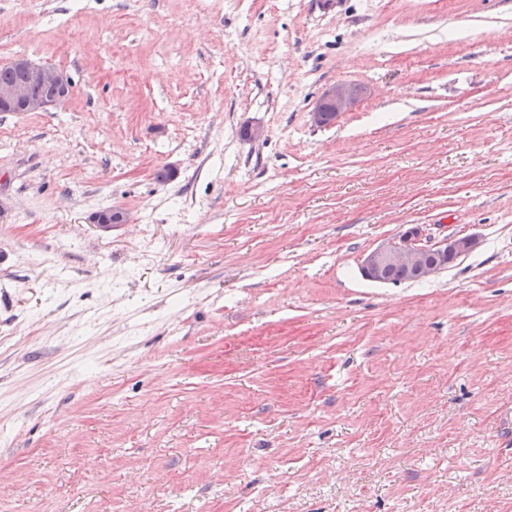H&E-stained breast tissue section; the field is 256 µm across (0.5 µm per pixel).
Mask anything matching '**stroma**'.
I'll use <instances>...</instances> for the list:
<instances>
[{
  "label": "stroma",
  "mask_w": 512,
  "mask_h": 512,
  "mask_svg": "<svg viewBox=\"0 0 512 512\" xmlns=\"http://www.w3.org/2000/svg\"><path fill=\"white\" fill-rule=\"evenodd\" d=\"M19 55L0 512H512V0H0ZM413 225L480 245L365 279ZM11 65L24 71L30 82L42 86L47 93L42 97H31L27 84H13L23 79L20 71L9 66L1 68L0 85H5L0 86L1 112H46L71 97L72 83L62 71L46 67L25 57L14 59ZM365 95V88L352 83H337L324 94L315 112L313 122L322 126L350 111Z\"/></svg>",
  "instance_id": "1"
}]
</instances>
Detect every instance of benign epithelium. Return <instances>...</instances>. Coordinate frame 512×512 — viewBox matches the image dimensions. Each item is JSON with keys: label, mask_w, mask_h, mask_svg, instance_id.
I'll use <instances>...</instances> for the list:
<instances>
[{"label": "benign epithelium", "mask_w": 512, "mask_h": 512, "mask_svg": "<svg viewBox=\"0 0 512 512\" xmlns=\"http://www.w3.org/2000/svg\"><path fill=\"white\" fill-rule=\"evenodd\" d=\"M11 65L24 71L30 82L45 88L46 94L33 98L28 86L22 83L0 86L1 112H46L71 97L72 83L65 73L25 57L14 59ZM364 95L365 88L357 84L341 82L332 85L312 113L313 122L318 126L329 123L350 111ZM90 221L109 229L114 224L124 223L125 216L118 210L108 209L93 214ZM478 246L479 239L470 235L430 243L423 239L419 227L412 226L368 253L362 261L361 272L370 281L386 283L389 268L403 267L415 279H427L446 268V264L435 261L434 257L449 255L457 261Z\"/></svg>", "instance_id": "obj_1"}]
</instances>
